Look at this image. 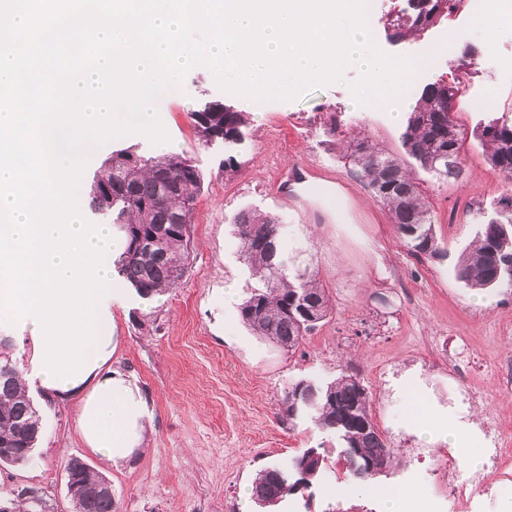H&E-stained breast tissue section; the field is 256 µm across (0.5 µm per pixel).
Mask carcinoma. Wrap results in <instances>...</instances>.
<instances>
[{
    "instance_id": "cac0c4a2",
    "label": "carcinoma",
    "mask_w": 512,
    "mask_h": 512,
    "mask_svg": "<svg viewBox=\"0 0 512 512\" xmlns=\"http://www.w3.org/2000/svg\"><path fill=\"white\" fill-rule=\"evenodd\" d=\"M456 0H407L408 8L389 18L394 35L407 38L431 26L453 8ZM455 85L446 82L423 88L408 117L402 136L406 153L437 175L461 174L466 131L454 117ZM198 144L208 147L243 138L245 115L221 101L207 102L188 113ZM487 163L512 179V123L492 122L473 132ZM349 163L367 181L374 199L385 207L410 250L420 256L441 254L430 206L415 178L396 156L378 150L364 138L347 154ZM201 190V175L192 160L179 153L145 159L131 149L115 151L95 171L90 183V208L112 215L126 238V250L116 263L117 274L143 298H152L180 285L189 267V229ZM241 255L261 286L240 307L243 323L257 336L283 350L298 347L317 323L333 313L325 289L307 273L291 272L283 252L280 224L272 216L246 211L235 220ZM512 255V193L497 202L496 217L482 225L474 244L454 265V274L469 288L512 287V266L499 263L498 255ZM308 302L300 310V301ZM13 342L0 336V465L23 464L42 431V418L18 380ZM288 419L313 415L323 429L333 430L343 442L341 457L346 478L368 481L391 467L395 449L373 421L368 391L354 374L319 385L299 381L284 399ZM355 448L374 469L353 463L347 454ZM306 449L286 465H271L255 481L253 496L262 508L308 488L324 463L323 456ZM67 492L74 512H114L109 481L80 459L65 466ZM9 512H32L24 490L11 491Z\"/></svg>"
}]
</instances>
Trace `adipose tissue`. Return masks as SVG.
Masks as SVG:
<instances>
[{
  "label": "adipose tissue",
  "instance_id": "1",
  "mask_svg": "<svg viewBox=\"0 0 512 512\" xmlns=\"http://www.w3.org/2000/svg\"><path fill=\"white\" fill-rule=\"evenodd\" d=\"M108 308L99 310L95 323L98 340L92 341L86 361L92 365L89 377L78 385L63 389L45 387L35 361L21 367L20 378L26 387L43 390L45 396L59 400H76V426L88 448L100 455L106 465L119 468L142 453L149 444L151 427L147 400L132 376L111 369L110 363L120 346L112 309L125 300L124 289L115 287ZM405 426L420 439L434 444L444 442L457 448L468 445L472 452L467 458L470 467L481 463L479 438L472 422L457 409L434 407L407 415Z\"/></svg>",
  "mask_w": 512,
  "mask_h": 512
}]
</instances>
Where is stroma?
<instances>
[{
	"mask_svg": "<svg viewBox=\"0 0 512 512\" xmlns=\"http://www.w3.org/2000/svg\"><path fill=\"white\" fill-rule=\"evenodd\" d=\"M377 4L369 25L375 44L424 64L407 96L355 100L350 85L361 71L353 65L342 81L290 101L232 95L208 68L188 72L161 121L175 152L189 155L202 177L190 266L178 288L147 300L128 290L115 311L122 342L111 366L133 375L149 402V446L129 465L108 467L81 440L75 401L36 390L42 436L30 462L0 466V489L34 486L54 512H72L63 474L78 458L111 483L117 512H263L247 487L265 468L314 448L324 458L321 471L279 512H386L390 500L400 512H456L448 480L468 476L469 451L418 441L401 424L411 399L444 407L454 393L473 392L462 404L467 417L481 428L496 420L512 443V386L502 375L512 365V288L485 290L479 305L450 268L512 185L472 138L458 179L415 168L443 249L438 258L418 257L344 156L356 134L403 155L406 123L391 115L410 112L429 83L460 79L454 112L466 130L490 117L512 121V34L487 47L480 18L460 2L424 32L397 41L387 28L393 0ZM470 47L477 54L468 62ZM213 99L249 115L232 148L197 144L187 114ZM229 157L235 167L228 171ZM244 210L284 224L290 268L313 274L334 304L295 351L254 335L239 318L257 286L235 234ZM344 373L364 384L373 420L397 450L374 480L377 492L361 497L333 491L345 478L339 436L311 416L287 418L281 405L289 385L325 384Z\"/></svg>",
	"mask_w": 512,
	"mask_h": 512,
	"instance_id": "1",
	"label": "stroma"
}]
</instances>
